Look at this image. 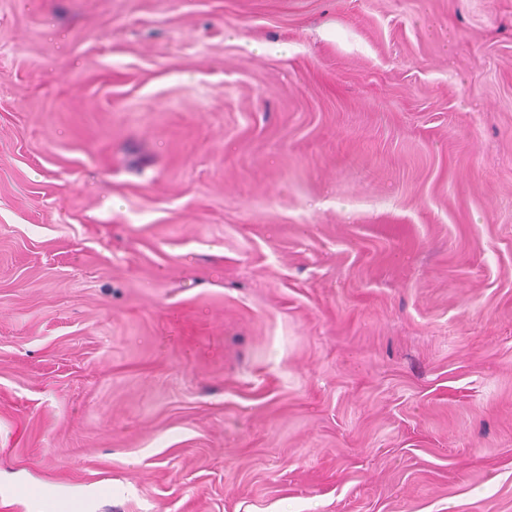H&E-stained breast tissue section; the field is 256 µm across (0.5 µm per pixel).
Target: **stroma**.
Instances as JSON below:
<instances>
[{"label": "stroma", "mask_w": 512, "mask_h": 512, "mask_svg": "<svg viewBox=\"0 0 512 512\" xmlns=\"http://www.w3.org/2000/svg\"><path fill=\"white\" fill-rule=\"evenodd\" d=\"M512 512V0H0V505Z\"/></svg>", "instance_id": "35a3bbf8"}]
</instances>
